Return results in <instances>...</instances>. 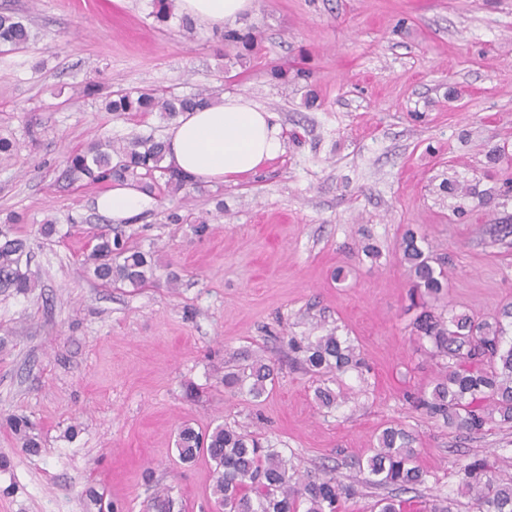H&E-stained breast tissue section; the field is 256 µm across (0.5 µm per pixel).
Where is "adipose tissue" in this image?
I'll return each instance as SVG.
<instances>
[{"mask_svg": "<svg viewBox=\"0 0 512 512\" xmlns=\"http://www.w3.org/2000/svg\"><path fill=\"white\" fill-rule=\"evenodd\" d=\"M181 14L221 27L251 15L254 0H178ZM164 163L186 176L214 183L253 177L285 151V134L275 113L242 95L218 101L180 115L169 127ZM139 184L116 183L96 198L97 211L125 221L149 203Z\"/></svg>", "mask_w": 512, "mask_h": 512, "instance_id": "1", "label": "adipose tissue"}]
</instances>
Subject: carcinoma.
<instances>
[{
    "mask_svg": "<svg viewBox=\"0 0 512 512\" xmlns=\"http://www.w3.org/2000/svg\"><path fill=\"white\" fill-rule=\"evenodd\" d=\"M30 40L25 20L10 11H0V52L24 48ZM110 112H161L173 119L209 102L203 90L186 96H166L151 91L117 90L109 93ZM165 143L161 139L132 135L127 143L96 142L65 158V175L71 182L89 180L107 183L126 177L144 181L148 192L158 189L169 196L188 198L187 189L197 182L162 165ZM26 240L9 225H0V288L27 293L37 287L22 270ZM400 261L412 277V296L421 311L414 329L430 342L433 356L443 360L441 372L430 391L412 398L416 408L449 426L478 433L499 418L512 424V308L491 318L476 319L452 310L436 312L448 287L445 258L431 250L425 237L409 228L400 243ZM84 265L109 286L138 288L154 279L156 268L149 253L129 244L120 233L102 234L84 255ZM289 346L306 372L331 378L358 366L349 338L336 331L310 340L292 337ZM275 369L263 358L224 376L223 383L240 394L258 399L275 386ZM320 406L332 408L341 393L327 385L315 389ZM5 423L29 453L40 443L33 424L24 416H9ZM414 438L404 428L389 426L378 437L375 452L366 460L369 482L407 492L426 481L427 472L415 464ZM176 449L179 458L192 462L207 455L215 463L212 495L224 512H340L350 487L333 473L315 479L295 477V469L278 449L263 445L254 435L240 433L222 424L201 433L189 424L179 428ZM456 494L468 497L477 512H512V475L496 473L489 456H476L455 471Z\"/></svg>",
    "mask_w": 512,
    "mask_h": 512,
    "instance_id": "cac0c4a2",
    "label": "carcinoma"
}]
</instances>
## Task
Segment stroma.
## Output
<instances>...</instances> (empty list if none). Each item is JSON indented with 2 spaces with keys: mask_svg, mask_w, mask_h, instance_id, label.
<instances>
[{
  "mask_svg": "<svg viewBox=\"0 0 512 512\" xmlns=\"http://www.w3.org/2000/svg\"><path fill=\"white\" fill-rule=\"evenodd\" d=\"M27 15V49L0 54V225L18 217L33 292L0 289V512H213L207 458L182 462V423L224 424L291 457L298 475L334 470L353 494L343 512H373L386 489L359 468L377 436L416 438L425 484L398 494L424 507L451 499L457 467L493 452L512 474V425L448 428L406 395L431 389L441 365L412 330L417 310L397 258L406 227L448 256L440 309L484 318L512 305V0H256L237 30L258 46L229 56L218 27L158 21L153 0H0ZM283 70L276 78L272 69ZM207 89L277 113L284 155L259 177L200 182L187 203L154 195L118 223L101 215L102 184H69V152L137 132L163 138L159 114L103 111L88 85ZM505 157L489 163L488 147ZM452 184L446 192L444 184ZM208 219L197 238L170 210ZM55 219L56 232L40 227ZM119 229L178 280L105 287L81 264L95 235ZM375 255H365L364 246ZM350 338L360 368L338 376L346 397L317 404L315 377L289 337ZM260 356L272 392H232L221 378ZM199 392L184 395L185 384ZM26 416L41 447L21 448L3 421Z\"/></svg>",
  "mask_w": 512,
  "mask_h": 512,
  "instance_id": "1",
  "label": "stroma"
}]
</instances>
